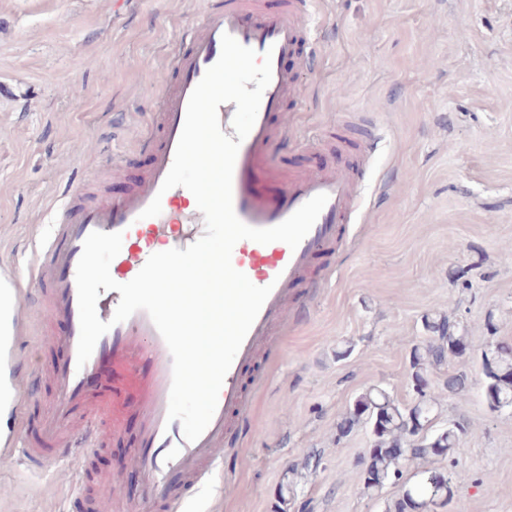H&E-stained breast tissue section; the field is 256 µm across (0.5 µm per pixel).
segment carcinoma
<instances>
[{
  "label": "carcinoma",
  "instance_id": "cac0c4a2",
  "mask_svg": "<svg viewBox=\"0 0 512 512\" xmlns=\"http://www.w3.org/2000/svg\"><path fill=\"white\" fill-rule=\"evenodd\" d=\"M424 327L429 333L425 344L414 347L410 352L411 381L426 394V398L420 401L419 409L423 424L432 419L436 404V397L430 394L428 373L433 368L439 369L448 364V359L467 353L461 338L455 336L447 316L427 315L424 317ZM489 353L495 368L486 375L485 393L489 405L497 408L507 400L512 401V345L499 343ZM468 387V374L458 371L448 375L440 394L462 400ZM366 423L370 424L373 444L361 460L362 480L364 488L376 495L381 492L377 478L387 476L396 479L401 475L403 462L449 456L459 443L457 428H442L408 447L407 457L397 455L395 449L408 439L409 415L407 409L396 404L382 388H371L356 399L353 408L337 424V435L344 436ZM467 479V471L456 467L448 474L429 471L420 482L388 501L385 512H420L429 502L448 503L453 498L454 486Z\"/></svg>",
  "mask_w": 512,
  "mask_h": 512
}]
</instances>
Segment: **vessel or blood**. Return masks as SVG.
I'll list each match as a JSON object with an SVG mask.
<instances>
[{"mask_svg":"<svg viewBox=\"0 0 512 512\" xmlns=\"http://www.w3.org/2000/svg\"><path fill=\"white\" fill-rule=\"evenodd\" d=\"M306 4L307 0H282L270 10L263 0H214L184 31V48L170 61L172 82L161 87L152 126L143 136V145L151 152L149 169L121 197L98 205L82 204L79 191L68 192L36 256L40 291L52 316L64 323L65 333L48 339L49 347L58 352L48 377L21 372L13 375L10 386L34 394L46 383L54 390L51 413L27 421L23 454L36 466L64 458L74 462V469L62 477L72 482L74 501L82 512L101 510L88 476L92 456L118 443L132 446L124 465L141 473L143 503L184 512L190 496L222 466L226 437L246 422V371L275 344L277 327L295 311L297 293L308 287L319 260L342 239L360 195L354 165L289 172L280 155L288 142L289 105L302 94L287 62L298 53ZM226 33L257 54L272 55L271 82L235 161L236 215L250 226L267 228L283 222L317 194H327L328 201L297 248L279 241L262 245L242 240L235 245L234 268L272 291L225 376L210 424L190 442L180 422L167 420L172 357L147 313L139 311L113 324L87 363L78 365L75 275L83 243L94 231L123 232L121 250L110 265L113 279L120 283L132 280L151 254L186 248L202 236V213L181 204L189 190L165 191L161 185L174 159L189 97L219 59ZM157 196L162 199L161 214L141 218V211Z\"/></svg>","mask_w":512,"mask_h":512,"instance_id":"b4317fda","label":"vessel or blood"}]
</instances>
